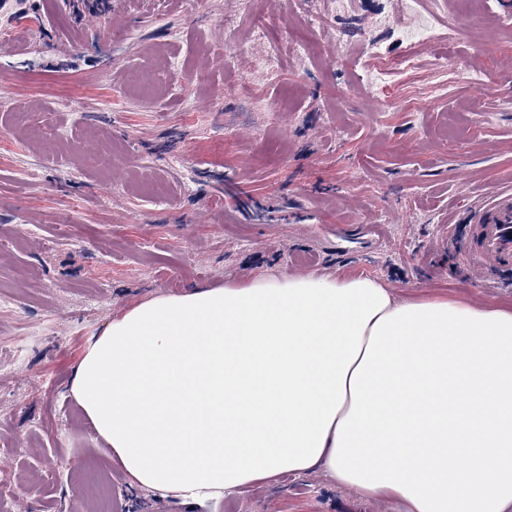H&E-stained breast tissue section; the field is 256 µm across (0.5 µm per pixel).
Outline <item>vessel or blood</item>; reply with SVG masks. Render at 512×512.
Returning <instances> with one entry per match:
<instances>
[{
	"mask_svg": "<svg viewBox=\"0 0 512 512\" xmlns=\"http://www.w3.org/2000/svg\"><path fill=\"white\" fill-rule=\"evenodd\" d=\"M466 228V258L480 280L512 266V188L492 190L480 204L466 206L456 216Z\"/></svg>",
	"mask_w": 512,
	"mask_h": 512,
	"instance_id": "b4317fda",
	"label": "vessel or blood"
}]
</instances>
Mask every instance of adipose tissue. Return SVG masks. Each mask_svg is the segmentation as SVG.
Segmentation results:
<instances>
[{
  "mask_svg": "<svg viewBox=\"0 0 512 512\" xmlns=\"http://www.w3.org/2000/svg\"><path fill=\"white\" fill-rule=\"evenodd\" d=\"M67 392L163 495L322 467L407 512H512V309L353 274L197 284L114 318Z\"/></svg>",
  "mask_w": 512,
  "mask_h": 512,
  "instance_id": "obj_1",
  "label": "adipose tissue"
}]
</instances>
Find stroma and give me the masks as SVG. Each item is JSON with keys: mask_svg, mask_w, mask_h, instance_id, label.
Returning a JSON list of instances; mask_svg holds the SVG:
<instances>
[{"mask_svg": "<svg viewBox=\"0 0 512 512\" xmlns=\"http://www.w3.org/2000/svg\"><path fill=\"white\" fill-rule=\"evenodd\" d=\"M104 3L0 8V512H199L130 486L64 394L136 304L349 273L512 305V272L473 278L452 221L512 187V0L481 25L451 0ZM207 506L407 512L319 468Z\"/></svg>", "mask_w": 512, "mask_h": 512, "instance_id": "35a3bbf8", "label": "stroma"}]
</instances>
